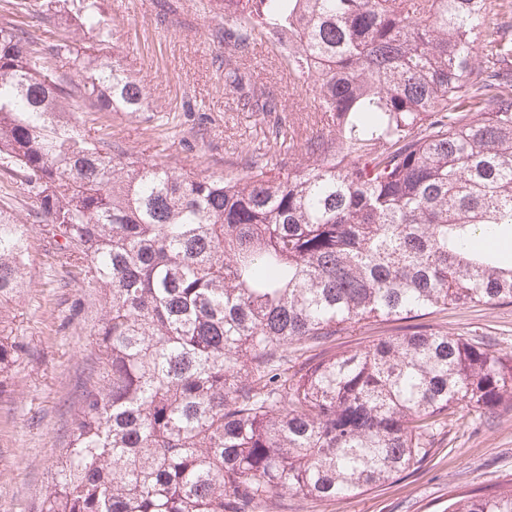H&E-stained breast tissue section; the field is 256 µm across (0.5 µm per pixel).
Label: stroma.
Listing matches in <instances>:
<instances>
[{"label": "stroma", "mask_w": 512, "mask_h": 512, "mask_svg": "<svg viewBox=\"0 0 512 512\" xmlns=\"http://www.w3.org/2000/svg\"><path fill=\"white\" fill-rule=\"evenodd\" d=\"M108 47L148 88L141 112H115L105 123L120 150L201 175L239 171L248 156L276 151L274 115L243 111L224 88V24L218 0H99ZM293 122L296 142L327 130L312 101L298 98L288 58L277 39L259 37L245 61ZM27 284L0 307V326L24 348L0 375V512H42L44 493L62 462L79 395L97 358L99 295L49 276L48 228L28 227ZM451 336H481L512 351V304L462 306L424 316ZM399 322L358 325L330 343L355 351L398 332ZM512 482V415L453 420L415 472L345 498H288L281 512H446L472 491Z\"/></svg>", "instance_id": "obj_1"}]
</instances>
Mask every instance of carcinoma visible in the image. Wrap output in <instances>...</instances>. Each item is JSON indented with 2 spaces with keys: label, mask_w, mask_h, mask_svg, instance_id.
Returning a JSON list of instances; mask_svg holds the SVG:
<instances>
[{
  "label": "carcinoma",
  "mask_w": 512,
  "mask_h": 512,
  "mask_svg": "<svg viewBox=\"0 0 512 512\" xmlns=\"http://www.w3.org/2000/svg\"><path fill=\"white\" fill-rule=\"evenodd\" d=\"M0 20V304L26 284L27 221L71 281L102 291L98 367L43 512H275L417 470L460 410L512 413V352L415 320L512 303V5L224 0V87L278 112L241 66L269 31L331 130L306 161L199 176L91 138L74 112L142 111L101 46L96 0H16ZM93 33L86 46L77 32ZM487 54L478 73L476 49ZM403 333L324 345L368 321ZM319 352L291 365L288 347ZM23 346L0 336V373ZM448 512H512V485Z\"/></svg>",
  "instance_id": "obj_1"
}]
</instances>
